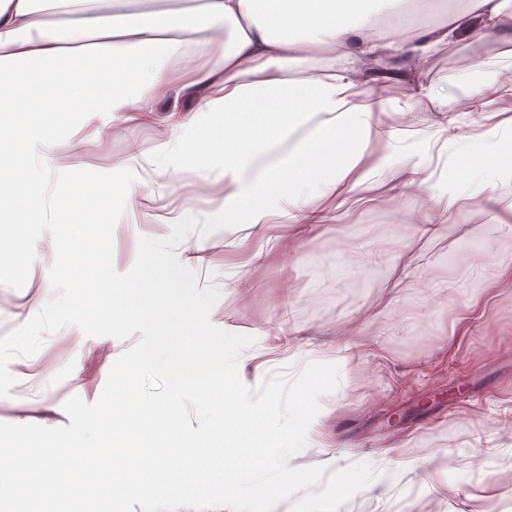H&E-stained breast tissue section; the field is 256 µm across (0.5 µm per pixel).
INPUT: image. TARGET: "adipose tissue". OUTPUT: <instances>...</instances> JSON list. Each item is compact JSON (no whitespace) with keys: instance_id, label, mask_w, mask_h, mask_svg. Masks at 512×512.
Instances as JSON below:
<instances>
[{"instance_id":"ef3b65f1","label":"adipose tissue","mask_w":512,"mask_h":512,"mask_svg":"<svg viewBox=\"0 0 512 512\" xmlns=\"http://www.w3.org/2000/svg\"><path fill=\"white\" fill-rule=\"evenodd\" d=\"M50 2L0 0L1 79L24 65L55 64L71 52L90 67L104 57L122 62L144 53L150 65L136 91L99 99L63 128L31 131L27 151L39 209L57 207L78 175L79 166L69 161L75 144L133 122L159 120L167 129L152 155L130 152L113 169L124 186L114 214L135 220L142 216V199L162 202L187 184L197 188L196 203L217 201L225 214H235L258 186L291 181L313 141L350 139L353 147L312 192L273 194L251 207L247 224H294L309 234L393 202L396 218L380 236L401 243L410 235H447L479 212L486 222L476 226L467 254L451 264L459 278L439 280V287L471 286L475 305L476 271H512V167L474 168L464 157L468 145L490 152L512 142V113L498 106L512 98V0H197L189 8L150 14L142 9L145 0H74L79 15L67 20L55 16ZM460 33L484 46V54L469 75L431 79V59ZM315 50L323 53L322 66L296 69ZM398 83L407 88L401 98L389 93ZM175 92L195 98L196 107L160 113V102ZM279 94L289 97L279 164L247 174L233 156L238 136L231 118ZM420 106L439 115L432 135L391 151L397 135L391 118ZM208 112L226 118L224 195L218 200L210 192L214 164L192 138ZM491 237L498 243L492 253L484 246ZM398 259L396 251L370 249L357 258L325 256L323 266L335 276L355 266L391 272ZM359 345L353 332L326 354L303 343L288 346L289 365L306 364L322 377L333 394L329 402L309 399L298 383L292 388L298 403L286 407L277 390L243 383L247 401L288 438L277 458L279 473L294 471L297 447L323 448V423L343 395L345 367ZM421 466L419 458L394 448L374 456L352 453L325 479L298 477L294 485L309 502L331 498L341 487L362 496Z\"/></svg>"}]
</instances>
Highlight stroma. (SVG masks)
Returning <instances> with one entry per match:
<instances>
[{"label": "stroma", "instance_id": "stroma-1", "mask_svg": "<svg viewBox=\"0 0 512 512\" xmlns=\"http://www.w3.org/2000/svg\"><path fill=\"white\" fill-rule=\"evenodd\" d=\"M241 120L250 168H268V113L250 112ZM165 136L160 123L132 134L117 129L77 145L73 157L107 173L130 147L147 153ZM346 149L336 139L321 140L302 156L290 190L311 191ZM391 219L389 208L376 210L354 238H303L284 224L211 233L206 280L217 287L219 299L209 319L220 329L252 336L246 348L252 380L259 379L263 364L286 362L280 339L269 333L285 312L304 325L305 337L319 350L361 329L362 345L347 366L346 396L323 425L332 448L298 456L300 474L321 477L351 445L368 452L400 448L425 462L447 449L454 473L448 485L426 464L392 479L386 493L338 499L341 512H512V273H486L484 304L477 310L467 306L469 289L427 290L469 240L468 222L454 225L447 237L416 239L401 248L395 273L368 269L325 284V253L366 250ZM115 354L110 342L86 358L83 402L99 400L94 387L106 381ZM477 451L487 456L485 469L471 463Z\"/></svg>", "mask_w": 512, "mask_h": 512}]
</instances>
